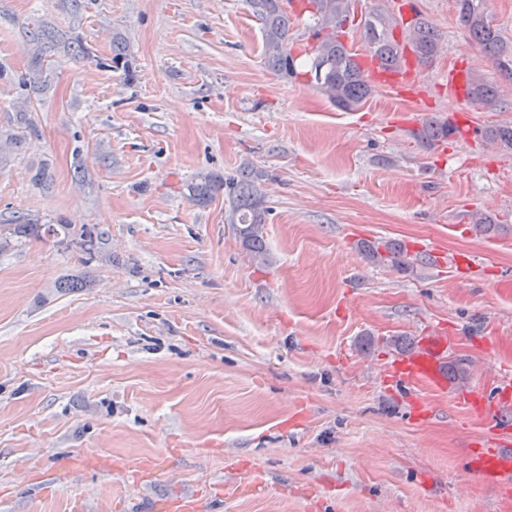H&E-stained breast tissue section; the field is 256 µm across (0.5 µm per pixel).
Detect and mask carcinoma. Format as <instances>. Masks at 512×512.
<instances>
[{"label":"carcinoma","mask_w":512,"mask_h":512,"mask_svg":"<svg viewBox=\"0 0 512 512\" xmlns=\"http://www.w3.org/2000/svg\"><path fill=\"white\" fill-rule=\"evenodd\" d=\"M302 10L309 14L316 26L318 43L311 47L310 69L306 74L314 80L320 93L334 106L345 111L362 107L373 93L362 64L341 40L343 24L355 17L356 0H301ZM487 0H456L458 22L468 31L473 43L499 70L512 79V41L506 40L492 23L486 11ZM253 14L261 21L263 30V59L270 70L282 75L296 72L298 53L289 35L288 11L284 0H247ZM372 59L382 68L394 70L405 63V50H411L421 64L434 59L440 49L441 36L425 18L417 16L402 23L382 10H371L357 21ZM29 68L40 73L44 68L45 48L52 42V35L38 21L29 22ZM104 68L110 66L130 70L128 48L123 42H114L110 62L98 61ZM467 95L470 99L492 109L499 102L498 85L479 74L470 77ZM458 128L448 120L436 117L425 119L412 136L422 146L429 148L456 135ZM484 136L504 150H512V124L488 127ZM263 174L243 169L227 177L204 174L189 185V197L196 203H205L219 191L229 204L227 223L236 225L238 238L252 260L257 264L268 261L265 243L268 207L260 189ZM69 234V225L38 224L28 219L21 224L0 227V250L12 238L39 237L43 234ZM360 251L374 264H384L401 272L414 274L425 265L432 264L426 254L412 255L402 242L391 240L363 244Z\"/></svg>","instance_id":"obj_1"}]
</instances>
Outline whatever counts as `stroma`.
Here are the masks:
<instances>
[{"label": "stroma", "mask_w": 512, "mask_h": 512, "mask_svg": "<svg viewBox=\"0 0 512 512\" xmlns=\"http://www.w3.org/2000/svg\"><path fill=\"white\" fill-rule=\"evenodd\" d=\"M411 3L441 36L419 91L346 112L265 66L244 0H0V131L21 112L33 128L0 165V224L70 226L0 251V512H512V484L465 476L512 428V152L482 135L512 123V81L455 0ZM32 17L60 38L37 76ZM76 31L93 58L68 50ZM117 39L133 79L99 65ZM455 68L497 82V106L451 93ZM432 115L464 139L421 147ZM247 167L269 175L262 266L223 195L187 192ZM375 240L435 261L370 263ZM434 335L483 409L395 378L392 340Z\"/></svg>", "instance_id": "35a3bbf8"}]
</instances>
